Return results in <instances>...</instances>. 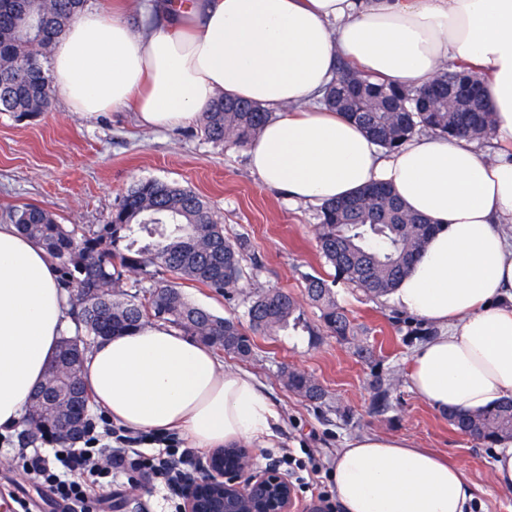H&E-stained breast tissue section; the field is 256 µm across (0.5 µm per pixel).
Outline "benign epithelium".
Here are the masks:
<instances>
[{
    "label": "benign epithelium",
    "mask_w": 512,
    "mask_h": 512,
    "mask_svg": "<svg viewBox=\"0 0 512 512\" xmlns=\"http://www.w3.org/2000/svg\"><path fill=\"white\" fill-rule=\"evenodd\" d=\"M181 512H294L296 489L275 462L255 469L247 453L216 450L176 485Z\"/></svg>",
    "instance_id": "obj_1"
}]
</instances>
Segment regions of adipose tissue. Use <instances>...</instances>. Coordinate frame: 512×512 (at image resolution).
I'll use <instances>...</instances> for the list:
<instances>
[{
    "label": "adipose tissue",
    "instance_id": "obj_1",
    "mask_svg": "<svg viewBox=\"0 0 512 512\" xmlns=\"http://www.w3.org/2000/svg\"><path fill=\"white\" fill-rule=\"evenodd\" d=\"M141 31L122 12L83 8L53 45L52 84L93 118L136 102L140 124L172 130L216 96L275 110L247 146L253 173L294 203L323 205L390 186L435 227L392 294L437 328L416 351L415 392L438 411L512 398V159L430 134L385 153L320 105L338 59L420 87L448 61L480 74L494 139L512 144V0H142ZM56 264L0 224V433L26 416L69 327ZM82 382L133 431H181L196 448H266L280 414L254 377L164 323L99 341ZM342 512H470L460 468L404 437L362 433L337 449Z\"/></svg>",
    "mask_w": 512,
    "mask_h": 512
}]
</instances>
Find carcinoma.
<instances>
[{"label":"carcinoma","mask_w":512,"mask_h":512,"mask_svg":"<svg viewBox=\"0 0 512 512\" xmlns=\"http://www.w3.org/2000/svg\"><path fill=\"white\" fill-rule=\"evenodd\" d=\"M85 0H0V112L34 118L50 110L45 79L54 41L74 19ZM322 103L344 114L385 151L399 148L419 133L469 138L481 144L492 139L494 117L482 94L480 76L456 66L444 68L428 85L407 88L373 82L341 64ZM262 105L219 96L200 115V132L208 139L245 147L271 119ZM11 223L35 239L58 262L61 286L72 297L71 317L77 335L64 336L56 366L68 367L65 379L49 373L41 395L30 400L28 423L40 438L68 445V420L87 433L93 419L81 382L86 353L101 337L132 333L146 323L163 321L186 336L242 359L252 355L251 335L288 325L300 308L282 290H268L246 299L249 330L239 320L220 317L191 303L175 282L143 291V297H115V285L134 276V284L150 265L180 279L232 298L246 278L244 243L224 236L209 203L189 188L160 180L133 185L110 220L97 228L59 223L50 210L28 205L9 213ZM434 227L404 208L391 189L372 184L320 209L318 246L334 268L332 279L304 275L306 297L322 311L327 335L342 340L358 335V327L336 305L334 287L342 282L372 299L390 294L425 247ZM288 389L311 402L324 397L309 375L282 371ZM373 408H387L389 389L381 379L373 385ZM448 423L461 435L488 447L512 439V399L473 415L452 410Z\"/></svg>","instance_id":"1"}]
</instances>
